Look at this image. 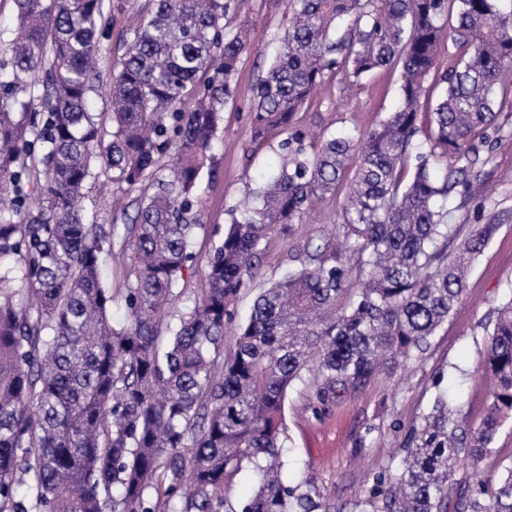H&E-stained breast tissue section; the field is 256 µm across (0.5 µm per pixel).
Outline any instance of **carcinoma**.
I'll use <instances>...</instances> for the list:
<instances>
[{
    "label": "carcinoma",
    "mask_w": 512,
    "mask_h": 512,
    "mask_svg": "<svg viewBox=\"0 0 512 512\" xmlns=\"http://www.w3.org/2000/svg\"><path fill=\"white\" fill-rule=\"evenodd\" d=\"M503 2L288 0L280 52L249 110L253 140L286 134L280 169L231 210L161 353V320L195 259L199 176L249 33L224 24L231 0H152L129 27L120 70L106 71V0H13L17 28L0 63V263H11L0 271V512H331L310 483L282 477L285 396L311 372L326 407L394 373L461 301L497 230L481 224L448 250L451 215L479 198L481 154L500 128L494 106L512 67ZM445 40L454 51L441 65ZM377 69L399 72L393 112L307 149L295 112L329 75ZM431 75L441 92L422 113ZM102 92L106 111L95 113ZM352 160L345 252L303 244L224 348L264 241L336 194ZM111 171L139 195L120 209L123 223H89L86 184ZM104 253L114 288L101 277ZM117 299L128 314L120 327ZM481 371L491 391L480 425L454 417L438 393L399 473L376 477L373 512H448L457 465L495 453L512 418V303L497 311ZM246 464L258 487L237 511L226 494ZM456 499L457 512H512V464Z\"/></svg>",
    "instance_id": "cac0c4a2"
}]
</instances>
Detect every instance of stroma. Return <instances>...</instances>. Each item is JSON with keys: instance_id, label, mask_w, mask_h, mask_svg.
Segmentation results:
<instances>
[{"instance_id": "stroma-1", "label": "stroma", "mask_w": 512, "mask_h": 512, "mask_svg": "<svg viewBox=\"0 0 512 512\" xmlns=\"http://www.w3.org/2000/svg\"><path fill=\"white\" fill-rule=\"evenodd\" d=\"M111 13L100 45L104 68L119 69L131 18L146 14L151 0H110ZM230 27L249 28L253 48L242 55L234 77L236 94L224 109L213 162L202 171L198 211L203 223L193 237L195 263L178 282L179 306L191 304L201 286L204 257L230 223V209L242 205L251 192L280 167L281 134L264 142L250 140L248 115L253 88L273 63L280 36L288 24L286 0H233ZM397 74L380 70L361 80L328 77L320 92L295 117V125L327 139L354 129L365 131L387 117L395 105ZM502 131L485 167L480 209L469 212L464 231L480 219L494 218L498 230L473 263L463 300L431 337L426 350L391 375H380L365 386L321 407L311 380L297 383L284 402L282 457L289 476L309 482L324 501L342 512H359L373 478L383 470L397 471L405 456V435L428 413L439 390H447L460 416L478 425L489 393L479 366L491 320L512 300V105L503 106ZM342 195L315 201L306 223L291 233L276 235L263 245L259 274L239 295L236 320L250 313L259 289L280 280L292 268L299 244H320L323 235L338 231ZM493 460L463 463L454 475L459 486H471L490 474L495 463H512V423L501 428Z\"/></svg>"}]
</instances>
